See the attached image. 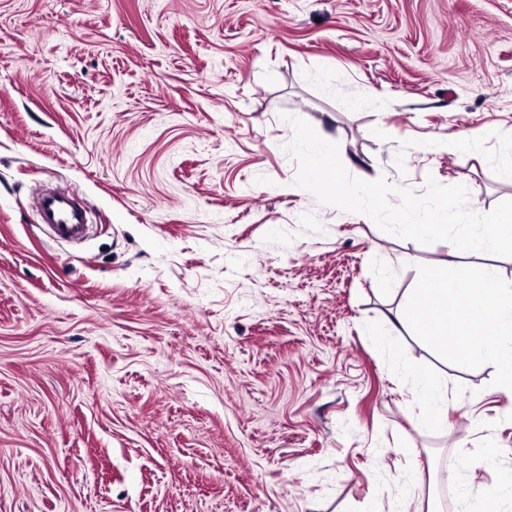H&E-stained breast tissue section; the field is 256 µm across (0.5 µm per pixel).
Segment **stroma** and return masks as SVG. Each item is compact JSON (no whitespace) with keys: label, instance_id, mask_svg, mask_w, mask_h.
<instances>
[{"label":"stroma","instance_id":"35a3bbf8","mask_svg":"<svg viewBox=\"0 0 512 512\" xmlns=\"http://www.w3.org/2000/svg\"><path fill=\"white\" fill-rule=\"evenodd\" d=\"M293 116L356 177L490 212L512 0H0V512H512L496 364L405 314L424 268L512 257L319 204ZM47 184L84 243L38 223ZM406 370L416 384L417 398L425 404L427 424L434 427L445 426L448 422V410L441 383L419 367L407 366Z\"/></svg>","mask_w":512,"mask_h":512}]
</instances>
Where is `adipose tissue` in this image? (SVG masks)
<instances>
[{"label":"adipose tissue","mask_w":512,"mask_h":512,"mask_svg":"<svg viewBox=\"0 0 512 512\" xmlns=\"http://www.w3.org/2000/svg\"><path fill=\"white\" fill-rule=\"evenodd\" d=\"M407 312L418 334L458 364L495 360L500 390L512 391L511 285L489 273L469 277L431 267L420 276ZM407 372L426 407L427 424L445 426L448 410L440 382L415 366Z\"/></svg>","instance_id":"1"}]
</instances>
